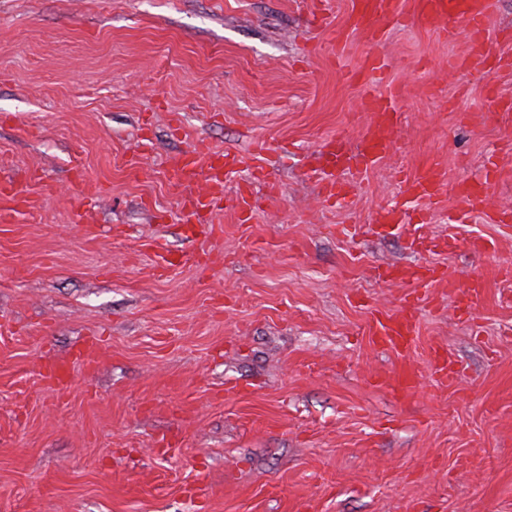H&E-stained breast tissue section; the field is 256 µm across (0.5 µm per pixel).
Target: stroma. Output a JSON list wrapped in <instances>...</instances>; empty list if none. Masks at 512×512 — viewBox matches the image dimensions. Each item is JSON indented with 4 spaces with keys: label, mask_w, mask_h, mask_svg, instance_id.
<instances>
[{
    "label": "stroma",
    "mask_w": 512,
    "mask_h": 512,
    "mask_svg": "<svg viewBox=\"0 0 512 512\" xmlns=\"http://www.w3.org/2000/svg\"><path fill=\"white\" fill-rule=\"evenodd\" d=\"M351 7L0 0V179L36 202L0 219V512H512V222L448 219L491 155L489 205L512 209V0H496L488 76L463 24L372 36ZM369 55L386 63L374 82ZM373 90L393 94L398 139L349 207L325 204L307 157L361 139ZM201 139L281 146L279 192L250 223L221 206L181 223L189 188L166 161ZM425 158L445 174L430 223L367 234ZM418 236L460 246L417 253ZM475 236L495 253L470 252ZM390 264L479 277L481 300L465 319L436 289L410 346L382 348L374 321L409 292L379 277ZM89 338L93 367L44 378ZM437 353L459 385L427 376ZM403 358L423 376L396 394L381 379Z\"/></svg>",
    "instance_id": "1"
}]
</instances>
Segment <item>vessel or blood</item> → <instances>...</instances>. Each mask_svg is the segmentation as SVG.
Wrapping results in <instances>:
<instances>
[{"label": "vessel or blood", "instance_id": "b4317fda", "mask_svg": "<svg viewBox=\"0 0 512 512\" xmlns=\"http://www.w3.org/2000/svg\"><path fill=\"white\" fill-rule=\"evenodd\" d=\"M494 0H353L351 14L364 32L378 28L400 25L406 16H414L423 26L438 28L461 20L469 40V57L474 69L482 70L489 58L487 32L493 13ZM364 111L370 112L371 121L359 144H351L343 135L326 138L310 159V172L316 176L321 193L329 199L343 198L349 193V183L337 179L336 169L345 168L365 174L392 147L397 129V114L391 99L370 93L363 103ZM266 142L257 141L245 151L217 152L207 144H198L191 152L171 158L170 167L186 184L205 179V190L184 199L181 205L185 222L198 219L201 212L213 211L221 200L225 178L238 169L260 170ZM498 183V166L487 160L480 176L459 182L457 196L467 211L483 214L486 223L503 224L512 221V214L491 212L486 208L494 195ZM443 188L441 173L430 161L420 163L408 180V191L412 203L432 205ZM386 277L411 285L417 301L431 298L434 287L440 280L433 269L417 265L397 270H386ZM415 330L411 313L398 309L395 315L377 319L374 333L377 343L384 348L407 347ZM421 373L414 364H399L386 379L387 387L406 392L415 387Z\"/></svg>", "mask_w": 512, "mask_h": 512}]
</instances>
